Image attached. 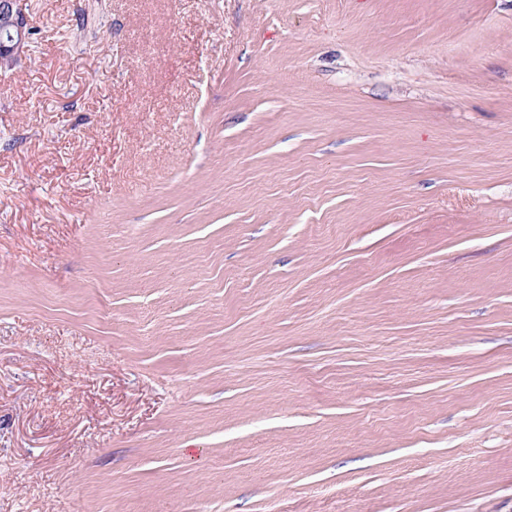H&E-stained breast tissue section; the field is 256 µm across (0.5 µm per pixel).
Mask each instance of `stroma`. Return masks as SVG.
Wrapping results in <instances>:
<instances>
[{
    "label": "stroma",
    "instance_id": "obj_1",
    "mask_svg": "<svg viewBox=\"0 0 512 512\" xmlns=\"http://www.w3.org/2000/svg\"><path fill=\"white\" fill-rule=\"evenodd\" d=\"M26 9L0 512H512V0Z\"/></svg>",
    "mask_w": 512,
    "mask_h": 512
}]
</instances>
